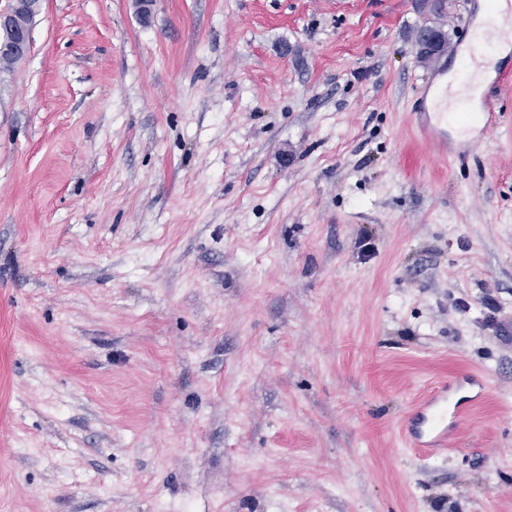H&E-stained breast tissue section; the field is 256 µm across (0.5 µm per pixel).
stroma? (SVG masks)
I'll list each match as a JSON object with an SVG mask.
<instances>
[{"label":"stroma","mask_w":512,"mask_h":512,"mask_svg":"<svg viewBox=\"0 0 512 512\" xmlns=\"http://www.w3.org/2000/svg\"><path fill=\"white\" fill-rule=\"evenodd\" d=\"M456 8L41 0L0 72V512H512V123L461 164L413 112ZM467 370L457 447L406 448ZM419 53L423 56H440L447 52L445 34L437 27L426 25L418 34Z\"/></svg>","instance_id":"1"}]
</instances>
